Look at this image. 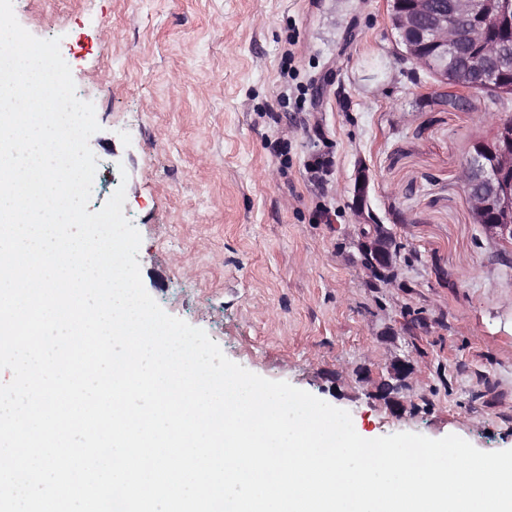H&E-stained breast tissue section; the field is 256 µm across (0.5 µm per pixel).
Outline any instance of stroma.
<instances>
[{
    "label": "stroma",
    "mask_w": 512,
    "mask_h": 512,
    "mask_svg": "<svg viewBox=\"0 0 512 512\" xmlns=\"http://www.w3.org/2000/svg\"><path fill=\"white\" fill-rule=\"evenodd\" d=\"M59 39L100 125L89 211L125 190L146 291L231 361L349 412L363 438L457 435L512 449V249L458 176L512 116L432 105L387 0H13ZM328 176L311 177L318 156ZM368 208L401 245L376 288L353 245ZM415 368L401 412L361 379Z\"/></svg>",
    "instance_id": "obj_1"
}]
</instances>
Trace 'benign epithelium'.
Segmentation results:
<instances>
[{"label":"benign epithelium","mask_w":512,"mask_h":512,"mask_svg":"<svg viewBox=\"0 0 512 512\" xmlns=\"http://www.w3.org/2000/svg\"><path fill=\"white\" fill-rule=\"evenodd\" d=\"M390 20L400 36L402 57L425 72L435 89L433 100L453 96L460 107L468 106L469 93L494 83L503 99L512 97V85L504 84L503 74L512 70V42L490 40L479 19L494 11L496 0H457L454 13L442 0H388ZM482 47L470 64L471 79L461 81L448 70V55L457 46ZM352 205L358 218V250L368 258L367 272L382 266H395L399 249L392 234L377 232V222L368 210L370 177L363 166L355 173ZM465 196L474 205L472 216L485 233L512 245V123H498L490 137L472 143L462 169Z\"/></svg>","instance_id":"benign-epithelium-1"}]
</instances>
